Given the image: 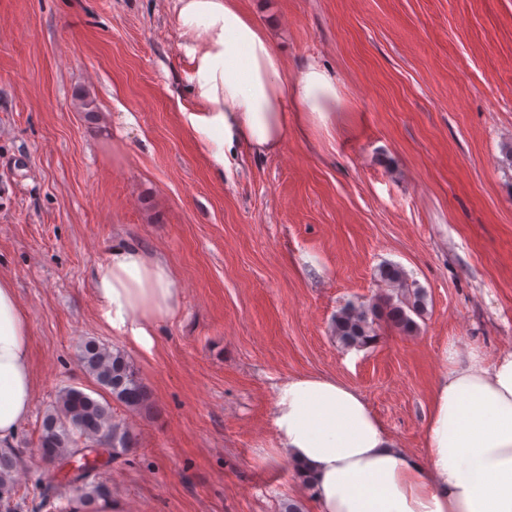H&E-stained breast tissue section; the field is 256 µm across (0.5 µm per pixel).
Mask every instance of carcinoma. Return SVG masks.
Returning <instances> with one entry per match:
<instances>
[{
    "instance_id": "obj_1",
    "label": "carcinoma",
    "mask_w": 512,
    "mask_h": 512,
    "mask_svg": "<svg viewBox=\"0 0 512 512\" xmlns=\"http://www.w3.org/2000/svg\"><path fill=\"white\" fill-rule=\"evenodd\" d=\"M379 278L400 290V295L368 304L348 302L341 307L333 317V332L343 346L361 347L374 342L382 321L407 333L417 328L415 318L425 311L422 289L417 288L411 294L401 292L406 277L397 265L381 266ZM78 359L95 388L62 390L43 418L39 437L43 458L60 468L100 449L111 460L131 447L132 437L112 423L110 403L98 399L99 392L134 410L143 409L149 403L146 387L121 352L88 340L81 345ZM17 465L18 456L13 449H0V512L21 509V504L15 501ZM96 466L95 462L85 461L77 465L74 472L65 474L68 485L84 489L89 485L90 471Z\"/></svg>"
}]
</instances>
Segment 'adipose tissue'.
I'll return each mask as SVG.
<instances>
[{"label":"adipose tissue","instance_id":"adipose-tissue-1","mask_svg":"<svg viewBox=\"0 0 512 512\" xmlns=\"http://www.w3.org/2000/svg\"><path fill=\"white\" fill-rule=\"evenodd\" d=\"M195 109L189 128L217 166L239 150L278 153L308 126H335L342 109L335 74L308 62L289 78L268 32L237 0H175ZM91 286L106 329L151 353L160 321L183 300L169 264L133 243L97 262ZM432 394L425 457L400 448L353 387L304 375L274 401L278 445L317 512H512V352L486 362L449 347ZM30 324L0 278V447L14 442L34 409Z\"/></svg>","mask_w":512,"mask_h":512}]
</instances>
